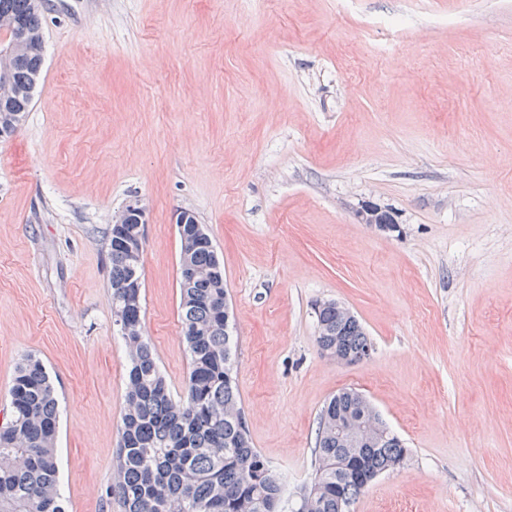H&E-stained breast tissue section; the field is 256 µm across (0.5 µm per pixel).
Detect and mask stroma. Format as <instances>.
<instances>
[{"label": "stroma", "mask_w": 512, "mask_h": 512, "mask_svg": "<svg viewBox=\"0 0 512 512\" xmlns=\"http://www.w3.org/2000/svg\"><path fill=\"white\" fill-rule=\"evenodd\" d=\"M40 82L0 138V420L18 363L60 404L66 512H119L128 356L108 235L147 206L143 327L173 394L177 212L224 267L253 445L296 505L351 388L408 449L350 512H512V0H42ZM372 203L394 224L360 223ZM374 344L321 354L315 310Z\"/></svg>", "instance_id": "obj_1"}]
</instances>
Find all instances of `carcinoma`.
<instances>
[{"label": "carcinoma", "mask_w": 512, "mask_h": 512, "mask_svg": "<svg viewBox=\"0 0 512 512\" xmlns=\"http://www.w3.org/2000/svg\"><path fill=\"white\" fill-rule=\"evenodd\" d=\"M16 22L25 51L0 55L10 94L0 101V138L18 128L38 85L44 56L39 12L32 0H0V27ZM181 332L190 363L185 395L176 398L142 326L143 246L132 254L123 240H141L136 224L111 230L112 307L128 353L120 442L113 457L109 498L121 512H285L278 474L249 435L237 387L236 345L224 323V268L214 246L198 240L196 224L178 227ZM204 271L189 281L182 271ZM317 346L355 358L373 347L359 320L320 306ZM10 416L0 425V512H66L58 488L59 408L43 363L26 358L8 391ZM363 395L344 389L322 408L315 448V480L296 512H336L366 488L362 474L385 472L406 451L392 432L353 446L336 430V417L356 412Z\"/></svg>", "instance_id": "carcinoma-1"}]
</instances>
